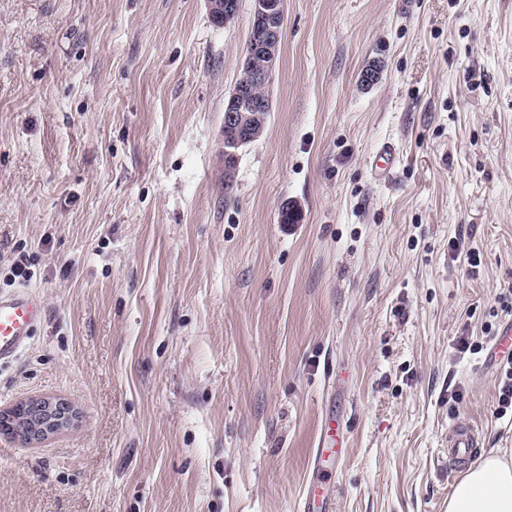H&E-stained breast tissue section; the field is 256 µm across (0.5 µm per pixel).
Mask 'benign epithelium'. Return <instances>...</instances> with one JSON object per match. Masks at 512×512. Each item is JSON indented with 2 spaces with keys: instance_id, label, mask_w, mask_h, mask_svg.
Wrapping results in <instances>:
<instances>
[{
  "instance_id": "7a95c632",
  "label": "benign epithelium",
  "mask_w": 512,
  "mask_h": 512,
  "mask_svg": "<svg viewBox=\"0 0 512 512\" xmlns=\"http://www.w3.org/2000/svg\"><path fill=\"white\" fill-rule=\"evenodd\" d=\"M212 23L221 27L234 24L239 0H206ZM254 30L251 46L224 108L223 130L234 144L256 141L264 132L267 120L266 97L279 56L284 24V0H255ZM77 421L74 409L61 399H31L0 412V431H8L22 440L41 441L52 432L49 425L65 429Z\"/></svg>"
}]
</instances>
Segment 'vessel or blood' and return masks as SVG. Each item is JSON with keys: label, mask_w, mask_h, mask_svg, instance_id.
<instances>
[{"label": "vessel or blood", "mask_w": 512, "mask_h": 512, "mask_svg": "<svg viewBox=\"0 0 512 512\" xmlns=\"http://www.w3.org/2000/svg\"><path fill=\"white\" fill-rule=\"evenodd\" d=\"M45 318L42 299L27 288L0 294V363L15 360L26 347L30 337ZM495 359H512V320L499 329L491 347ZM336 444V423L328 421L317 439L311 476L297 512H333L329 487L334 472L323 465L328 449ZM478 436L472 425L457 423L448 430V468L464 466L476 451Z\"/></svg>", "instance_id": "b4317fda"}]
</instances>
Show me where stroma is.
I'll list each match as a JSON object with an SVG mask.
<instances>
[{
	"label": "stroma",
	"mask_w": 512,
	"mask_h": 512,
	"mask_svg": "<svg viewBox=\"0 0 512 512\" xmlns=\"http://www.w3.org/2000/svg\"><path fill=\"white\" fill-rule=\"evenodd\" d=\"M252 10L0 0V291L46 309L0 411L79 416L0 432V512H296L329 415L335 512H448L457 422L512 457V0H286L228 177ZM212 23L221 27L234 24L238 17L239 0H206ZM491 358L512 361V319L501 326L490 350ZM0 412V431H8L22 440L32 443L41 441L58 431L73 425L76 421L74 409L61 399L36 398ZM49 416L47 423L41 422V415ZM56 424L57 431H50L49 425Z\"/></svg>",
	"instance_id": "stroma-1"
}]
</instances>
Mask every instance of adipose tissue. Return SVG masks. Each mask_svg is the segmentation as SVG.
<instances>
[{"label": "adipose tissue", "mask_w": 512, "mask_h": 512, "mask_svg": "<svg viewBox=\"0 0 512 512\" xmlns=\"http://www.w3.org/2000/svg\"><path fill=\"white\" fill-rule=\"evenodd\" d=\"M448 512H512V459L481 456L455 485Z\"/></svg>", "instance_id": "obj_1"}]
</instances>
